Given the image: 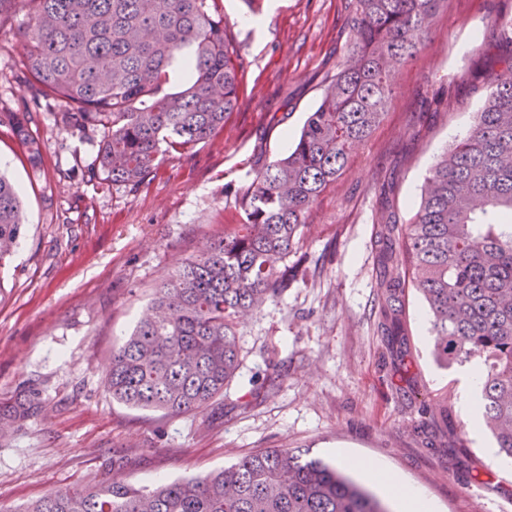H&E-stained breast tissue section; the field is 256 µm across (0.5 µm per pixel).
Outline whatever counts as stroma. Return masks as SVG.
I'll use <instances>...</instances> for the list:
<instances>
[{"instance_id":"obj_1","label":"stroma","mask_w":512,"mask_h":512,"mask_svg":"<svg viewBox=\"0 0 512 512\" xmlns=\"http://www.w3.org/2000/svg\"><path fill=\"white\" fill-rule=\"evenodd\" d=\"M246 69L235 111L219 131L164 157L136 190L75 177L97 150L38 114L44 155L33 170L0 127V167L22 190L25 233L0 267V410L35 413L0 437V508L121 475L153 486L206 475L239 458L289 448L333 460L334 449L384 460L425 489L437 512H512V465L473 432L458 401L461 366L432 355L430 315L406 289L400 333L381 327L376 231L409 223L441 149L462 139L489 90L491 20L512 0H448L427 47L400 68L384 120L318 198L296 253L306 274L238 326L240 365L208 409L179 417L113 400L104 380L156 285L242 221L238 190L254 169L287 155L343 60L347 0H263L261 28L243 0H219ZM25 13L0 28V109L30 97L22 77ZM477 92H470L472 82ZM428 89L439 114L422 115ZM120 471H113V460Z\"/></svg>"}]
</instances>
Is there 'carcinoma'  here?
Here are the masks:
<instances>
[{
	"instance_id": "cac0c4a2",
	"label": "carcinoma",
	"mask_w": 512,
	"mask_h": 512,
	"mask_svg": "<svg viewBox=\"0 0 512 512\" xmlns=\"http://www.w3.org/2000/svg\"><path fill=\"white\" fill-rule=\"evenodd\" d=\"M448 0H349L353 33L324 82L295 146L254 170L239 202L197 258L157 285L131 334L112 351V399L169 417L201 412L239 367L236 319L261 309L305 275L288 264L320 195L383 121L401 66L425 46ZM21 8L31 96L0 110L43 166L31 114L53 109L73 134H100L81 172L96 186L131 190L156 177L167 154L224 129L245 59L217 0H0V27ZM499 70L468 133L426 175L407 224L381 226L382 312L393 334L408 288L425 299L436 361L482 368L485 425L512 457V11L493 20ZM23 201L0 175V266L25 224ZM18 512H387L320 459L283 448L240 458L205 476L152 488L102 481L56 490Z\"/></svg>"
}]
</instances>
